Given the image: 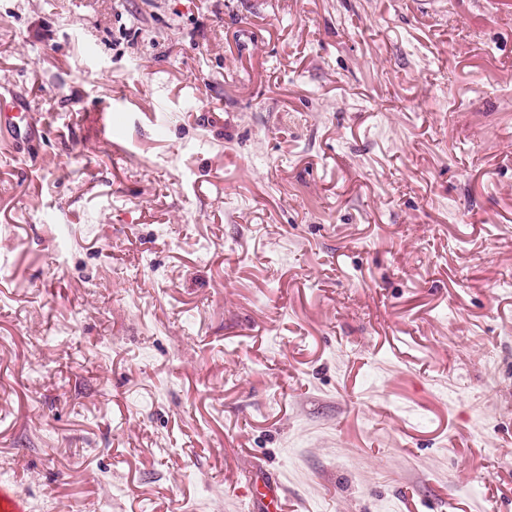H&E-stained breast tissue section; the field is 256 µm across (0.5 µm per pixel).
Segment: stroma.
I'll list each match as a JSON object with an SVG mask.
<instances>
[{"label":"stroma","instance_id":"35a3bbf8","mask_svg":"<svg viewBox=\"0 0 512 512\" xmlns=\"http://www.w3.org/2000/svg\"><path fill=\"white\" fill-rule=\"evenodd\" d=\"M1 75L28 512H512V0H0ZM0 136L5 140L39 142L46 127L40 116L32 112L29 103L21 97L12 98L9 112L0 111Z\"/></svg>","mask_w":512,"mask_h":512}]
</instances>
